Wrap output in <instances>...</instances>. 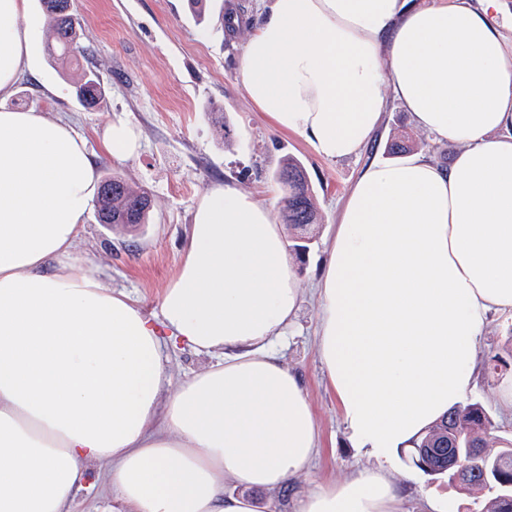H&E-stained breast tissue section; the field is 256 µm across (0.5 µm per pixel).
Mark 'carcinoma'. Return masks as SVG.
<instances>
[{"instance_id": "cac0c4a2", "label": "carcinoma", "mask_w": 512, "mask_h": 512, "mask_svg": "<svg viewBox=\"0 0 512 512\" xmlns=\"http://www.w3.org/2000/svg\"><path fill=\"white\" fill-rule=\"evenodd\" d=\"M42 12L51 24L47 41L49 56L60 63L88 60L89 49L82 44L81 28L72 0H40ZM104 91L102 74L92 68L82 71L76 94L80 102L91 108ZM280 173L284 190V223L306 230L316 223L311 190L302 167L292 158L285 159ZM152 200L143 189H134L121 177L111 175L101 180L97 195V220L100 224L127 228L145 223ZM496 424L479 402H470L449 412L414 442V465L430 476L448 477V482L467 491L492 493L486 512H512V445L493 451L486 439ZM432 448L430 454L426 449ZM459 456L469 476L456 475L448 467V454Z\"/></svg>"}]
</instances>
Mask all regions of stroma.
<instances>
[{"label": "stroma", "mask_w": 512, "mask_h": 512, "mask_svg": "<svg viewBox=\"0 0 512 512\" xmlns=\"http://www.w3.org/2000/svg\"><path fill=\"white\" fill-rule=\"evenodd\" d=\"M90 62L103 76L104 95L95 107L82 106L74 84L77 69L46 53L48 20L38 0H29L28 22L35 28L34 69L23 74L0 109L67 119L98 151L100 175L116 174L152 199L147 224L118 233L88 211L77 248L107 287L138 300L147 318L159 313L164 288L175 276L194 208L214 185L230 184L258 202L281 203L276 179L283 160L304 168L317 210L306 252L293 254L301 307L280 348L283 362L297 373L317 421L320 447L312 462L273 496L274 512H297L300 498L317 484L338 481L368 468L341 421L336 397L316 355L317 279L328 255L340 205L362 169L388 160L391 140L409 134L415 149L435 165L448 167L458 147L439 143L417 128L395 96H388L380 127L354 157L327 161L303 136L276 130L246 97L239 79L242 48L259 21V0H206L194 15L187 0H74ZM243 18L227 33L224 16ZM126 122L140 137L137 154L118 161L100 154L109 125ZM512 335V314H493L480 339L475 387L470 402L481 403L494 419L496 434L512 438V410L499 390L512 381V367L491 374L488 360L503 353Z\"/></svg>", "instance_id": "stroma-1"}]
</instances>
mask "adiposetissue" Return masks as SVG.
Here are the masks:
<instances>
[{
  "instance_id": "ef3b65f1",
  "label": "adipose tissue",
  "mask_w": 512,
  "mask_h": 512,
  "mask_svg": "<svg viewBox=\"0 0 512 512\" xmlns=\"http://www.w3.org/2000/svg\"><path fill=\"white\" fill-rule=\"evenodd\" d=\"M27 0H0V98L30 68ZM501 0H269L240 80L321 158L358 155L387 93L458 147L368 164L317 287V356L368 469L298 512H403L394 456L471 390L481 333L512 312V51ZM98 189L73 126L0 110V512H68L87 463L103 512H268L319 432L276 352L300 293L272 207L198 202L159 325L76 255ZM213 364L169 388L162 339ZM168 399H161L162 390ZM233 490H226V483Z\"/></svg>"
}]
</instances>
